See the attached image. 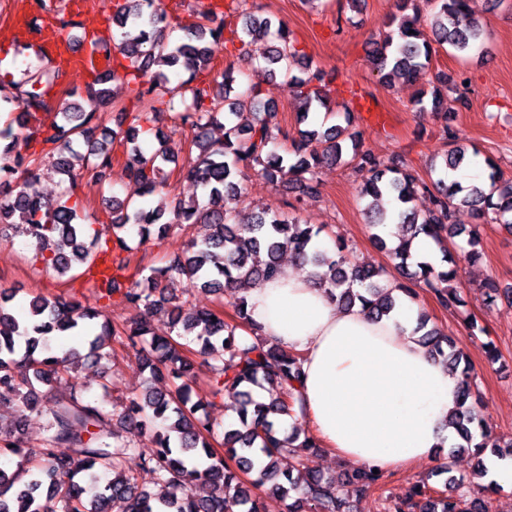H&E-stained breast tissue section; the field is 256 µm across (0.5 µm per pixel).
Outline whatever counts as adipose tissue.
<instances>
[{
	"instance_id": "adipose-tissue-1",
	"label": "adipose tissue",
	"mask_w": 512,
	"mask_h": 512,
	"mask_svg": "<svg viewBox=\"0 0 512 512\" xmlns=\"http://www.w3.org/2000/svg\"><path fill=\"white\" fill-rule=\"evenodd\" d=\"M249 320L268 342L302 353V399L314 433L341 459L382 470L431 458L453 430L458 378L415 333L405 301L374 320L338 308L294 265L246 293Z\"/></svg>"
}]
</instances>
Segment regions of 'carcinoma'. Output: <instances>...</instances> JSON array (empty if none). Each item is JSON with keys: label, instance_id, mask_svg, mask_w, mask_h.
I'll list each match as a JSON object with an SVG mask.
<instances>
[{"label": "carcinoma", "instance_id": "cac0c4a2", "mask_svg": "<svg viewBox=\"0 0 512 512\" xmlns=\"http://www.w3.org/2000/svg\"><path fill=\"white\" fill-rule=\"evenodd\" d=\"M439 10L432 22H422L416 0H395L396 13L389 30L373 43L367 62L387 84L413 83L431 68L433 58L444 45L463 55L481 49L483 27L476 21L469 0H438ZM112 25L120 31L114 52L127 64L112 67L108 76L93 79L85 97L62 100L50 122L36 118L48 110L44 94L35 90L60 77V70L43 78L39 71L24 70L23 78L9 84L0 101L20 106L13 120L0 128V174L21 173L14 185L0 183V229L20 222L28 226L36 250L35 258L60 276L74 269L97 280L102 274L112 280L108 293H120L121 300L135 309V315L116 323L98 306L86 305L62 296H34L20 316L8 302L14 295L0 291V406L17 405L23 413L5 431L0 430V460L19 458L9 472L0 466V512H261L258 491L266 488L288 501V512H351L350 501L338 496L336 477L309 466V458L321 448L319 439L301 436V429H281L280 420L305 415L299 390L302 355L263 341L246 320L245 298L233 297L237 323L231 324L213 310L185 306L177 295V282L190 288H204L224 296L233 284L257 287L273 278L281 257L290 253L302 265L311 266L314 283L324 288L337 305L361 308L376 319L389 316L397 307L398 290L410 299L419 289L432 292L440 304L452 311L462 306L458 269L462 262L476 264L482 258L479 227L453 222L458 206L470 208L480 221H492L512 232V177L494 164L484 180L468 186L446 183L439 178L426 183L404 166L386 164L361 147L351 131L352 112H345V125L332 124L327 86L329 75L319 68L291 74L302 57L296 40L282 22L255 14L241 16L240 24L224 36V28L199 24L175 41L163 37L173 33L168 13L156 0H113ZM271 42L269 54L255 71L290 78L288 86L300 103L298 121L310 122V114L324 111L323 120L302 131L288 153L273 148L278 113L269 111L262 98L261 83L236 87L233 67L216 73L211 81L200 78L213 67L215 53L227 45L244 47L249 41ZM137 85L138 99L156 97L171 111V118L196 130L195 163L188 170L200 196L184 203L167 200L166 164L177 154L163 132L156 127L157 112H117L112 116L110 141L125 147L129 178L139 185L141 199L134 202L112 196V219L92 234L86 243L89 216L78 204L70 203L78 176L92 166L99 171L112 167V149L99 147L84 153L80 144L89 141L99 127V112L111 104L109 84ZM467 103V92L448 84V74H437L431 92L419 90L415 105L444 123L448 150L443 168L454 171L477 150L455 144L450 122L455 109L448 105ZM213 125L224 127V139L208 141ZM25 130L26 138L39 147L64 183L62 194L49 204L30 195L24 180L36 176V169L20 158L10 159L14 128ZM150 131L155 139L143 149L140 135ZM343 163L369 177L360 187L367 206L372 239L387 250L409 284L390 285L383 280V268L350 258L348 244L336 240L333 250L320 249L315 241L322 228L303 224L295 217L259 212L241 222L224 208V197L244 192L248 172L255 171L271 183L288 182L301 195L319 194L318 169ZM421 192L431 194L433 207L421 213L413 201ZM389 197L395 203L388 211L378 201ZM184 224H203L208 234L191 240L172 253L163 267L141 266L125 276L131 251L126 234L134 231L146 238L163 237ZM399 225V243L390 248L383 228ZM429 237L443 252L448 242L465 234L466 247L450 266L435 270L426 261H415L411 248L419 235ZM160 302L170 306L173 335L154 334L151 317ZM420 341L448 369L459 373L460 404L450 422L457 435L453 447L473 448L477 466L469 482L481 485L489 472L482 455L486 443L477 440L467 356L456 343L417 319ZM193 335L199 345L210 383L224 395L238 422L215 432L209 421L197 416L201 404L192 399L195 364L190 349L180 339ZM119 339L143 357L145 388L131 398L119 414L125 434L111 429L109 414L101 404L88 398L84 387L73 380L79 362L98 363L110 357V341ZM168 377L172 388L158 389L154 381ZM46 419V435L32 461L23 454L25 411ZM222 442L224 454L214 444ZM66 446L65 455L58 448ZM136 454L141 466L153 472L167 491L153 497L139 487L137 477L123 468L125 459ZM295 465L280 469L282 458ZM384 472L359 467L347 477L351 495L365 497L381 487ZM450 476L445 489L426 483L414 486L413 495L394 503L388 512H490L491 498L467 499L451 495L455 484Z\"/></svg>", "mask_w": 512, "mask_h": 512}]
</instances>
